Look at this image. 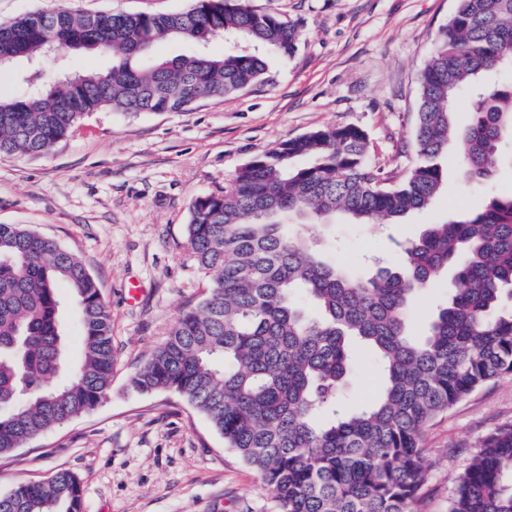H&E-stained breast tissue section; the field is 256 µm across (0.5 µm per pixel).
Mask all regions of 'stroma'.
I'll return each mask as SVG.
<instances>
[{
    "label": "stroma",
    "mask_w": 512,
    "mask_h": 512,
    "mask_svg": "<svg viewBox=\"0 0 512 512\" xmlns=\"http://www.w3.org/2000/svg\"><path fill=\"white\" fill-rule=\"evenodd\" d=\"M299 23L294 55L274 57L261 83L185 112L90 114L45 156L0 157V224H22L76 254L96 278L112 318L117 363L108 396L90 412L0 456V494L59 470L81 481L82 512H276L261 475L182 398L137 395L127 383L186 310L208 292L191 260L186 226L195 197L223 192L238 168L277 143L326 126H357L370 159L408 164L419 74L457 0H248ZM195 0H0V22L61 6L85 13H172ZM111 53L67 48L43 60V79L105 70ZM432 207L404 223L345 220L318 226L337 264L365 274L374 257L425 225L482 207L512 190V167L490 187L461 182L456 164ZM145 289L128 303L131 281ZM383 374L361 356L346 392L377 395ZM512 423V375L478 389L423 433L428 480L419 512H447L452 478L479 441Z\"/></svg>",
    "instance_id": "35a3bbf8"
}]
</instances>
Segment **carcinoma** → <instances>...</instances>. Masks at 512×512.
<instances>
[{
	"instance_id": "cac0c4a2",
	"label": "carcinoma",
	"mask_w": 512,
	"mask_h": 512,
	"mask_svg": "<svg viewBox=\"0 0 512 512\" xmlns=\"http://www.w3.org/2000/svg\"><path fill=\"white\" fill-rule=\"evenodd\" d=\"M297 24L246 0H196L169 14H85L67 7L0 23L4 64L50 50L110 51L112 67L0 98V156L47 155L86 116L112 110L185 112L263 80L269 55L288 57ZM216 38L224 53L205 49ZM164 39L193 50L153 59ZM512 57V0H458L421 70L412 153L397 178L370 161L367 133L326 127L244 164L224 193L190 205L188 252L208 295L129 379L136 394L171 392L204 415L273 492L278 512H417L428 479L425 425L489 382L512 374V191L481 211L399 244L394 264L359 278L286 227L400 224L440 193L444 161L486 185L512 139V83L485 73ZM473 91L470 122L454 124ZM454 270L445 303L421 334L415 298ZM69 290L63 303L59 288ZM82 329L83 358L69 367L65 313ZM371 352L384 386L368 404L337 403ZM111 315L84 263L54 240L0 224V455L97 406L115 366ZM0 512H81L79 479L58 471L0 495ZM448 512H512V424L486 434L457 473Z\"/></svg>"
}]
</instances>
